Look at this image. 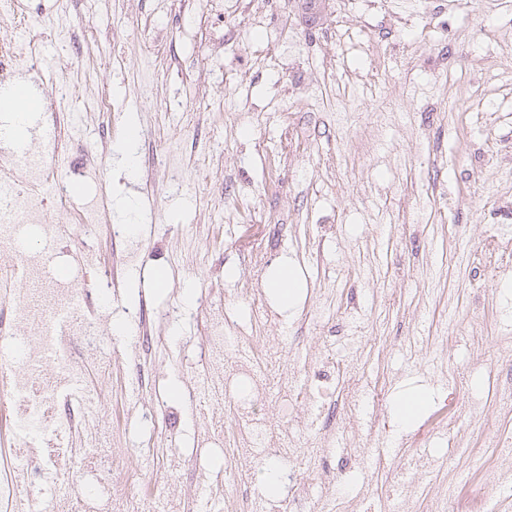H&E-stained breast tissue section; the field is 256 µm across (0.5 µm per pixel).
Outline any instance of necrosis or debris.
<instances>
[{"label":"necrosis or debris","mask_w":512,"mask_h":512,"mask_svg":"<svg viewBox=\"0 0 512 512\" xmlns=\"http://www.w3.org/2000/svg\"><path fill=\"white\" fill-rule=\"evenodd\" d=\"M42 102L53 130L48 149L0 147V251L14 254L0 261V423L19 428L12 460L0 462V512H32L34 489L45 512H155L152 497L132 492L135 476L122 455L82 442L101 412L82 387L84 374L91 365L111 366L98 306L119 276L107 269L105 288H89L54 264V252L63 242L88 251L102 234L124 228L108 223L97 199L82 208L75 232L51 219V205L70 203L72 193L58 177L68 152L64 100L46 95ZM29 318L32 333L16 335Z\"/></svg>","instance_id":"1"}]
</instances>
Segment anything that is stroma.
<instances>
[{
  "label": "stroma",
  "mask_w": 512,
  "mask_h": 512,
  "mask_svg": "<svg viewBox=\"0 0 512 512\" xmlns=\"http://www.w3.org/2000/svg\"><path fill=\"white\" fill-rule=\"evenodd\" d=\"M33 28L0 24L53 62L73 146L124 237L69 261L90 281L125 259L99 380L136 491L174 480L256 512H430L477 495L512 447V0H28ZM138 139L128 175L123 137ZM290 259L302 299L266 289ZM234 277H226V270ZM168 276L156 287L152 276ZM224 312V362L287 365L255 402L292 454L257 443L226 475L202 412L242 428L218 388L198 397L201 319ZM426 392L412 423L397 401ZM334 439L321 448L322 427ZM343 471L341 484L331 474Z\"/></svg>",
  "instance_id": "35a3bbf8"
}]
</instances>
